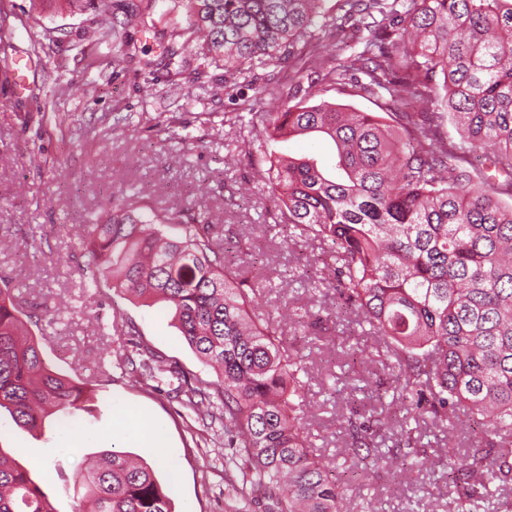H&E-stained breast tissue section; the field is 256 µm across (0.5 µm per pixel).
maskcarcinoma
Masks as SVG:
<instances>
[{"mask_svg":"<svg viewBox=\"0 0 512 512\" xmlns=\"http://www.w3.org/2000/svg\"><path fill=\"white\" fill-rule=\"evenodd\" d=\"M193 19L174 35L204 34L196 57L224 66V83L255 63L286 62L288 79L264 88L277 112H232L241 144L270 163L269 198L282 222L330 246L324 273L342 306L382 344L389 386L378 401L405 412L401 442L380 453L384 417H346L349 458L328 469L313 451L299 409L303 358L275 321H255L244 285L260 280L255 261L229 264L205 215L157 212L137 197L112 201L77 236L92 266L84 286L111 287L174 309L187 345L214 380H184L185 405L224 423V438L263 512H344L349 481H368L384 463L421 470L409 421L443 429L465 415L484 447L446 453L454 512H512V0H171ZM156 0L117 4L122 25H148ZM358 18L370 32L362 51L331 65L320 31ZM324 71L343 82L361 73L368 94L389 89L429 105L412 114L356 112L320 102L293 105L303 80ZM319 136L334 151L322 164L272 158L270 143ZM29 314L0 288V410L31 432L55 417L88 410L95 381L47 362ZM139 376L172 371L142 347ZM78 512H174L146 463L114 451L76 463ZM0 512H54L29 471L0 449Z\"/></svg>","mask_w":512,"mask_h":512,"instance_id":"1","label":"carcinoma"}]
</instances>
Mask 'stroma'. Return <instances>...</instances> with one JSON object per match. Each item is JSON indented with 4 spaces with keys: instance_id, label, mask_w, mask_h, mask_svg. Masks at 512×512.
Segmentation results:
<instances>
[{
    "instance_id": "35a3bbf8",
    "label": "stroma",
    "mask_w": 512,
    "mask_h": 512,
    "mask_svg": "<svg viewBox=\"0 0 512 512\" xmlns=\"http://www.w3.org/2000/svg\"><path fill=\"white\" fill-rule=\"evenodd\" d=\"M153 19L152 28H122L112 38L102 36L93 8L73 12L65 0L50 6L0 0V68L16 67L0 80V239L8 242L0 247V278L20 292L27 312L40 302L58 308V315L31 326L44 339L49 363L97 380L94 409L52 420L43 434L0 413V450L31 468L56 512L78 508L75 460L103 450L129 452L150 464L175 512H235L254 496L238 473L225 470L223 426L203 424L175 396L181 374L207 380L212 374L174 325L169 305L147 306L109 289L99 295L83 290L88 258L76 240L77 227L125 193H138L158 210L217 214V241L240 245L264 269L256 293L260 311L290 304L321 316L309 333L285 320L279 332L305 357V427L326 461L335 462L347 446L342 425L355 388L371 391L386 380L381 364L367 357L378 341L362 334L354 319L336 316V294L316 276L327 244L282 227L250 158L227 157L239 128L226 122L225 113L276 110L261 89L280 79L286 65L255 66L236 100L213 96L223 67L200 74L189 67L177 77L166 67L170 51L194 57L195 43L170 36L172 28H188L189 17L172 11L169 0H157ZM117 40L129 53L114 68ZM305 97L379 115L423 109L408 95L388 105L321 76ZM139 342L177 367V374L137 382L127 359ZM128 404L161 432L160 447L127 435L118 410ZM67 430L83 434L81 447H66ZM426 432L429 444L422 452L433 462L448 447L469 452L478 443L464 418L453 431L430 426ZM419 498L436 502L440 512L450 510L447 488L427 469L398 477L379 473L370 485L353 489L344 507L356 512L367 499L373 512H408Z\"/></svg>"
}]
</instances>
